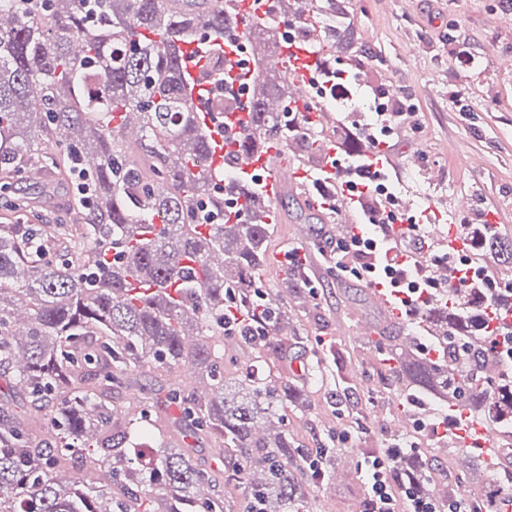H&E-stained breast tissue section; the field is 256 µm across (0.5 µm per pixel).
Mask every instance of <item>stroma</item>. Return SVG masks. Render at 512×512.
Listing matches in <instances>:
<instances>
[{
  "label": "stroma",
  "mask_w": 512,
  "mask_h": 512,
  "mask_svg": "<svg viewBox=\"0 0 512 512\" xmlns=\"http://www.w3.org/2000/svg\"><path fill=\"white\" fill-rule=\"evenodd\" d=\"M353 31L343 53L322 48L328 67L365 71L370 88L398 84L411 95L424 121L416 140L422 148L418 167L410 169L395 156L396 185L421 205L468 194L484 212L494 214L500 231L512 239V71L502 72L495 60L512 55V0H341ZM469 46L480 66L457 73L455 43ZM418 45V57L405 54ZM316 185L295 189L283 205L284 221L269 240V260L261 280L265 288L282 286L283 257L301 242L305 218L316 210ZM317 289L314 308L290 316L300 338L289 344L293 363L321 358L316 374L299 377L306 388L303 408L285 410L288 433L306 448L328 444L336 430L360 424L349 447L340 449L333 473L317 481L310 512H359L365 496L358 464L376 452L382 437L394 435L399 414L414 413L409 390L392 386L375 345L393 343L396 329L354 338L359 320H376L366 302L365 284L337 274L332 259L321 256L311 267ZM328 339L329 348L319 347ZM374 390L368 404L365 390ZM432 476L433 490L456 486L482 493L483 466L462 469L457 454L441 453L437 444L420 449Z\"/></svg>",
  "instance_id": "stroma-1"
}]
</instances>
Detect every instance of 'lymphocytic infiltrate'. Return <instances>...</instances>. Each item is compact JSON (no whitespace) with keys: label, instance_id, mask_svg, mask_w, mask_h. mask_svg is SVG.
Wrapping results in <instances>:
<instances>
[{"label":"lymphocytic infiltrate","instance_id":"obj_1","mask_svg":"<svg viewBox=\"0 0 512 512\" xmlns=\"http://www.w3.org/2000/svg\"><path fill=\"white\" fill-rule=\"evenodd\" d=\"M340 126L344 132L363 135L370 154L343 164L347 190L358 198L361 222L331 245L337 272L389 288L409 313L420 311L432 293L471 286L480 288L485 304L499 308L507 305L512 300V278L498 276L486 265H472L442 248L424 230L429 213H419L401 234L392 231L393 211L399 202L391 190L394 175L388 152L401 134L420 128L411 98L388 100L368 123L358 111L348 112ZM423 250L431 257L426 268L413 260L414 254ZM447 429V418H418L415 435L385 441L378 454L369 456L364 462L367 490L360 512H467L456 497H422L414 484L404 482L397 469L407 451L447 439Z\"/></svg>","mask_w":512,"mask_h":512}]
</instances>
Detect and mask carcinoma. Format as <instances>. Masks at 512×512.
Segmentation results:
<instances>
[{
    "label": "carcinoma",
    "instance_id": "cac0c4a2",
    "mask_svg": "<svg viewBox=\"0 0 512 512\" xmlns=\"http://www.w3.org/2000/svg\"><path fill=\"white\" fill-rule=\"evenodd\" d=\"M179 11L163 0H0V195L12 181L47 168L71 185L77 164L88 173L91 207L76 222L44 224L35 240L25 224H0V371L25 395L24 414L0 406V512H305L314 478L313 451L288 437L278 411L304 404L306 390L287 377L247 372L224 378V309L241 322L238 344L282 355L277 330L288 296L261 284L272 227L271 199L252 183L213 189L215 144L185 93L180 45L236 27L231 10ZM327 41L350 45L336 25V0H325ZM242 43L255 65L251 83L281 106L288 75L276 66L281 40L263 21ZM204 71L224 75V50L204 55ZM142 133L122 136L127 115ZM268 137L296 138L284 111L251 106L247 133L224 154V168ZM482 251L512 266V242L501 231L480 236ZM303 270L284 272L283 286L306 298ZM475 289L437 297L422 309L435 350L384 349L388 376L438 404H453L490 423L512 422V373L483 374L484 310ZM182 367L207 384L200 399L177 378ZM144 368L166 373L165 401L180 416L163 423L146 408H116L111 393ZM464 394L452 396L449 387ZM213 439L224 470L198 464L193 449L163 441L157 454L128 447L130 433ZM50 430L43 441L39 432ZM485 496L472 512H493L512 497V476L488 460ZM426 495L413 455L398 466ZM241 489L230 510L224 484Z\"/></svg>",
    "mask_w": 512,
    "mask_h": 512
}]
</instances>
